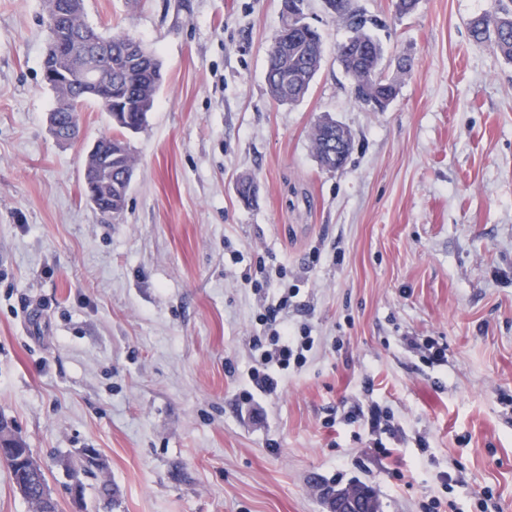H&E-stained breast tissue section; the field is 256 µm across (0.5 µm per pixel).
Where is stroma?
I'll list each match as a JSON object with an SVG mask.
<instances>
[{
	"label": "stroma",
	"instance_id": "stroma-1",
	"mask_svg": "<svg viewBox=\"0 0 512 512\" xmlns=\"http://www.w3.org/2000/svg\"><path fill=\"white\" fill-rule=\"evenodd\" d=\"M356 5L385 63L413 62L383 112L354 103L324 0H303L323 61L292 104L265 81L282 0H86L90 24L152 48L163 73L115 220L84 199L106 113L89 103L74 140L52 136L44 0H0V415L60 512L56 460L85 448L112 512H326L324 490L352 484L378 512L434 494L478 512L485 486L512 512V63L468 34L491 0ZM324 116L353 135L337 171L310 140ZM260 260L285 270V317L316 342L278 394L244 404ZM368 398L400 428L390 456L344 419Z\"/></svg>",
	"mask_w": 512,
	"mask_h": 512
}]
</instances>
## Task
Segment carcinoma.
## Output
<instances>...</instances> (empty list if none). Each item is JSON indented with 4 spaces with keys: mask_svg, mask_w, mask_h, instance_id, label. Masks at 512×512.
Instances as JSON below:
<instances>
[{
    "mask_svg": "<svg viewBox=\"0 0 512 512\" xmlns=\"http://www.w3.org/2000/svg\"><path fill=\"white\" fill-rule=\"evenodd\" d=\"M328 11L336 20L348 28L349 44L338 47L343 53L345 71L350 75L351 94L355 102L374 112H383L398 96L402 78L412 69V61L398 64L394 76H383L381 64L384 49L373 35L376 20L358 9L354 0H325ZM86 20L85 0H44L43 25L49 41L54 43L53 54L43 66L44 71L66 68L79 54L80 47L72 38L73 29ZM470 36L476 41H489L507 60L512 62V0H494L491 11L473 18L469 22ZM109 54L104 67L111 78L105 89L88 98L78 79L70 78L65 83L53 86L56 99L73 98L70 107L58 103L54 111L62 116L65 124L74 127L79 123V112L88 101H96L103 111H112V135L99 140V155L86 162L84 178L94 182L101 177L112 178V199H103L99 209L112 210L119 215L124 211L128 187L122 185V176L134 168L135 159L127 141V134L140 130L147 115L154 109L157 93L162 84L159 61L154 52L143 48V59L129 65V45L132 40L115 33L105 37ZM322 55L318 31L307 24L297 31L283 30L277 45L272 48L266 70L269 94L279 102H295L301 99L300 87L309 86L313 77L308 64ZM311 140L318 156L333 152L338 167L347 162L352 149L351 132L330 117H323L314 124ZM123 146L120 157L112 160V170H107L101 155L110 148Z\"/></svg>",
    "mask_w": 512,
    "mask_h": 512,
    "instance_id": "obj_1",
    "label": "carcinoma"
}]
</instances>
